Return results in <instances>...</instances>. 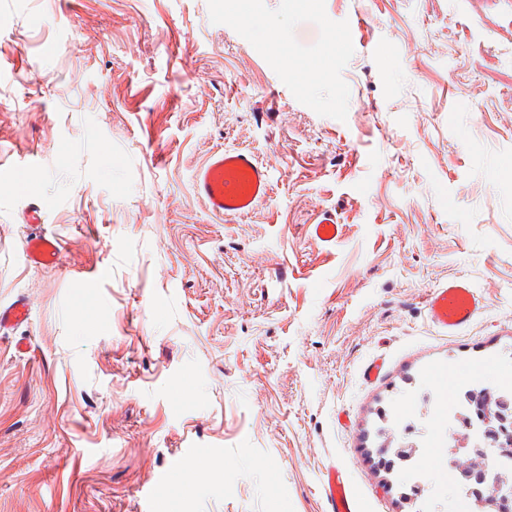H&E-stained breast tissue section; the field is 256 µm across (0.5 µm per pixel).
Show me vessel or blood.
Returning a JSON list of instances; mask_svg holds the SVG:
<instances>
[{"mask_svg": "<svg viewBox=\"0 0 512 512\" xmlns=\"http://www.w3.org/2000/svg\"><path fill=\"white\" fill-rule=\"evenodd\" d=\"M194 183L208 208L224 217L248 214L265 197L269 174L251 154L240 150H225L213 154L196 172ZM27 265L35 268L59 266L61 242L56 235L39 233L27 236L23 242ZM481 308L479 297L462 280L439 285L429 292L427 310L431 321L445 333L456 332L472 321ZM31 304L20 298L0 307V335H10L28 322ZM328 512H354L355 498L336 474H329L323 485Z\"/></svg>", "mask_w": 512, "mask_h": 512, "instance_id": "1", "label": "vessel or blood"}]
</instances>
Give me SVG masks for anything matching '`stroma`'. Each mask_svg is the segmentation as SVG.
Wrapping results in <instances>:
<instances>
[{
	"mask_svg": "<svg viewBox=\"0 0 512 512\" xmlns=\"http://www.w3.org/2000/svg\"><path fill=\"white\" fill-rule=\"evenodd\" d=\"M232 149L270 190L226 219L193 175ZM40 230L58 268L22 259ZM455 279L482 308L447 334L426 299ZM20 295L0 512H326L332 467L356 512H479L447 457L415 493L388 451L441 447L435 405L512 383V0H0V304ZM188 452L182 495L160 476Z\"/></svg>",
	"mask_w": 512,
	"mask_h": 512,
	"instance_id": "1",
	"label": "stroma"
}]
</instances>
